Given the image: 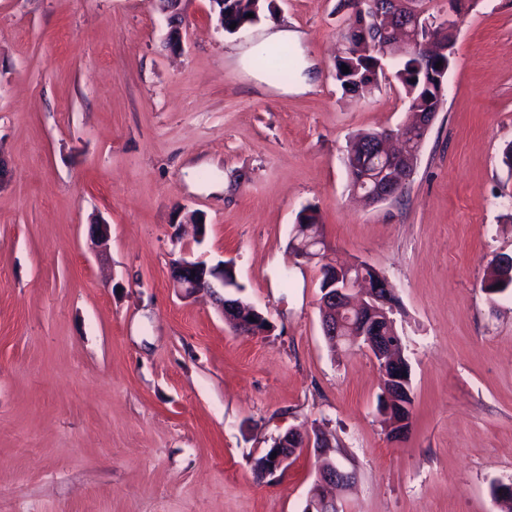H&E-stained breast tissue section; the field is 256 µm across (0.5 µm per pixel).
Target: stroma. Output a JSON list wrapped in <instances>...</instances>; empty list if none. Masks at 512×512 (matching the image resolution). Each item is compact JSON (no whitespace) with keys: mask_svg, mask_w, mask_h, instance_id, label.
<instances>
[{"mask_svg":"<svg viewBox=\"0 0 512 512\" xmlns=\"http://www.w3.org/2000/svg\"><path fill=\"white\" fill-rule=\"evenodd\" d=\"M267 2L229 34L186 0L176 45L156 0H0V512H303L313 455L254 473L294 428L354 472L344 512H512V292L482 288L512 255V0L463 15L415 172L376 204L347 145L406 121L401 84H337L340 0ZM277 28L299 35L282 88L239 64ZM308 206L329 258L395 288L402 440L369 353L322 333L320 266L291 249ZM182 255L232 261L272 331L182 298Z\"/></svg>","mask_w":512,"mask_h":512,"instance_id":"1","label":"stroma"}]
</instances>
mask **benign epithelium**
<instances>
[{"mask_svg":"<svg viewBox=\"0 0 512 512\" xmlns=\"http://www.w3.org/2000/svg\"><path fill=\"white\" fill-rule=\"evenodd\" d=\"M354 11L364 17L358 30L365 42H370L371 32L378 30L377 41L384 48L383 58L397 64L414 57L416 50L428 46L429 51L440 49L446 44L445 35L456 34L457 0H448V23L438 27L432 45H427L420 34L421 12L415 0H351ZM435 119L433 112H418L412 127L424 141ZM392 132L391 137L399 140L400 148H390L387 137L379 136L375 143L381 153L392 158L400 157L407 148L406 136ZM407 184L403 180L397 185H376L365 198L381 202L395 197ZM322 238L315 224L294 226L293 252L303 260H321V282L319 308L322 312L321 329L333 347L358 346L366 350L386 381L385 396L381 398L379 410L387 415L390 433L393 437L405 434L411 423L409 377L407 366L402 359V339L395 330L389 310L393 309L395 291L386 278L371 281L362 275L364 265L356 263L348 267L338 265L334 260L322 257L318 248ZM170 277L174 287L184 298L199 292L211 293L224 315V321L238 335L264 336L270 331L271 323L255 307L243 302L231 293V280L235 278L234 266L222 261L215 265L205 260L187 259L180 256L170 261ZM306 450L317 460V475L311 486L304 512H341L338 501L326 493L331 486L342 487L353 479V473L345 470L332 459L333 445L321 431L305 433L290 429L279 436L274 445L259 459L255 473L264 478L288 467L289 461L299 452Z\"/></svg>","mask_w":512,"mask_h":512,"instance_id":"benign-epithelium-1","label":"benign epithelium"}]
</instances>
